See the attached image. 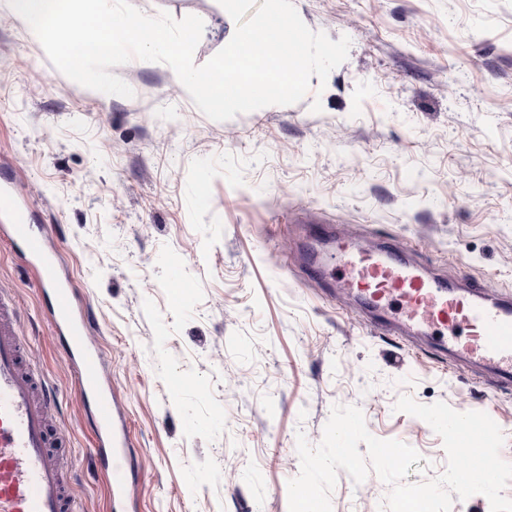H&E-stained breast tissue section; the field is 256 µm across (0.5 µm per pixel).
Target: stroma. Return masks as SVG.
I'll return each instance as SVG.
<instances>
[{
	"label": "stroma",
	"mask_w": 512,
	"mask_h": 512,
	"mask_svg": "<svg viewBox=\"0 0 512 512\" xmlns=\"http://www.w3.org/2000/svg\"><path fill=\"white\" fill-rule=\"evenodd\" d=\"M199 16L206 63L236 24L218 0H130ZM347 59L298 103L218 122L170 66L134 59L104 100L0 9V171L31 204L88 321L125 422L132 512H289L297 435L319 444L334 405L413 447L443 442L400 396L492 415L512 463V387L491 388L431 344L382 331L301 264L304 226L404 245L429 271L512 294V0H292ZM205 184L206 205L196 202ZM27 360L52 414L78 512H110L94 405L54 328L51 297L0 239ZM389 487L339 471L333 512H379Z\"/></svg>",
	"instance_id": "obj_1"
}]
</instances>
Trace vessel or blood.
<instances>
[{
  "mask_svg": "<svg viewBox=\"0 0 512 512\" xmlns=\"http://www.w3.org/2000/svg\"><path fill=\"white\" fill-rule=\"evenodd\" d=\"M0 215L5 218L0 237L18 246L53 293L52 320L79 365L84 392L95 399L96 454L109 480L111 506L123 512L132 495L124 425L101 386L85 319L75 312L76 297L47 237L29 223L25 202L4 177ZM335 240L332 227L309 230L302 248L311 277L326 278L333 263H341L345 274L334 283L337 292L354 296L380 328L430 338L454 361L480 368L490 384L512 386V296L430 276L402 248L387 243L371 252L351 243L334 253L326 250ZM23 359L14 313L0 298V512H73L72 493L51 450L52 397Z\"/></svg>",
  "mask_w": 512,
  "mask_h": 512,
  "instance_id": "1",
  "label": "vessel or blood"
}]
</instances>
